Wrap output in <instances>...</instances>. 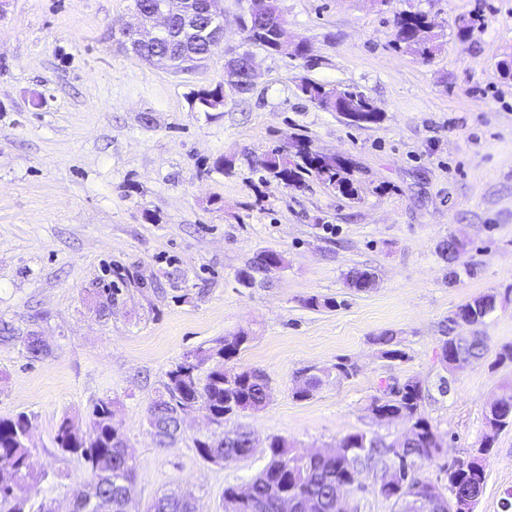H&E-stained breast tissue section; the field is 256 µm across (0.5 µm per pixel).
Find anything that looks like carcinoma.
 <instances>
[{
    "label": "carcinoma",
    "instance_id": "obj_1",
    "mask_svg": "<svg viewBox=\"0 0 512 512\" xmlns=\"http://www.w3.org/2000/svg\"><path fill=\"white\" fill-rule=\"evenodd\" d=\"M283 24L280 11L275 15L256 16L247 11L242 20L245 41L259 45L271 52H279L278 31ZM395 42L422 59L432 56L434 34L422 12L405 11L395 21ZM191 49L201 56L211 52L208 42L191 35L175 43L158 41L142 47V55L151 57L176 54ZM339 109L343 112H378L372 101L355 87L336 91ZM224 88H200L191 93L190 104L194 112H211L224 106ZM295 152L288 153L278 147L266 153L262 162V179L282 182L299 187L305 179L314 177L342 196L353 198L358 189L352 178L350 163L342 158H328L314 150L307 139L296 138ZM440 254L450 263L459 260L464 245L456 239L440 242ZM282 255L273 250H263L238 273V283L251 288L268 272ZM374 280L373 273L354 270L347 273L345 283L350 288L361 289ZM498 295L481 294L461 305L459 311L472 317L482 326L486 317L495 310ZM451 323L443 325L440 351L443 355L458 354L475 363L483 356L485 337L477 329L472 336L458 340L451 336ZM247 336H226L217 348H198L185 355L166 373L162 390L152 400L148 409V423L154 430L159 448L173 447L182 434L180 413L193 406L208 413L215 422L214 432L194 440L195 449L206 462L237 463L251 456L252 433L244 427L226 428L224 423L246 410H258L266 406L270 387L266 375L258 369L234 370L224 366L237 356ZM382 354L391 361H402L406 353L399 348L400 342L393 333L386 331L373 338ZM28 353L34 359L49 355V349L41 337L34 333L25 337ZM210 364L205 378L199 377L204 364ZM350 372L346 363L339 361L334 369L323 368L310 374L305 387L295 391L298 399L309 398L333 376L347 377ZM504 398L490 404L484 413V421L508 417L512 419V389L503 392ZM424 394L419 381L406 380L395 397H375L368 409L381 421L403 420L415 429V434L398 443L401 461L408 466L402 492L394 495L389 491L379 494L399 505L397 512H422L427 505L421 479L416 477L421 465L435 461L443 452V439L438 431L420 412ZM30 425L27 415L21 413L10 418H0V482L7 478L11 484L0 488V512H31L23 488L35 479L31 467V448L26 437ZM339 453H325L318 449L299 452L285 439L273 436L267 444L268 462L249 482L250 494L243 495L237 486L224 488V512H347L336 499V487L351 486L354 493L364 491L355 484L360 469L376 472L379 482H384L393 467L391 445L377 434L354 432L345 435L338 443ZM55 453L62 457L80 459L89 479L72 494L69 512H196L194 498L181 491L172 490L156 497L145 507L130 494L136 476V461L128 452L123 432L114 423L112 403L96 404L91 414L90 431L81 434L72 429L69 422L60 423L55 437ZM444 491L463 500L477 504L485 488V473L481 468L462 460L447 467Z\"/></svg>",
    "mask_w": 512,
    "mask_h": 512
}]
</instances>
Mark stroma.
<instances>
[{
	"label": "stroma",
	"instance_id": "35a3bbf8",
	"mask_svg": "<svg viewBox=\"0 0 512 512\" xmlns=\"http://www.w3.org/2000/svg\"><path fill=\"white\" fill-rule=\"evenodd\" d=\"M289 40L304 57L253 47L250 92L195 112L190 93L228 79L243 51L249 0H223L224 41L190 71L127 52L132 0H11L0 20V417L26 414L40 480L31 506L68 500L82 462L55 456L62 420L88 432L94 405L111 402L136 459L133 496L193 494L198 512H223L225 486L266 463L270 437L297 450L334 449L363 431L400 438L405 422L368 405L381 382H421V412L446 441L422 473L467 458L485 433L484 411L512 385V0H278ZM427 14L438 48L423 61L397 47L394 18ZM474 21L470 34L461 21ZM363 91L381 114L352 126L312 102L302 81ZM41 106H33L34 97ZM346 159L358 187L343 197L315 179L261 182L260 162L296 137ZM231 161L233 175L215 170ZM466 251L448 264L441 241ZM281 268L255 287L236 273L258 251ZM355 268L372 288L345 284ZM499 295L484 326L483 358L447 373L442 325L458 307ZM332 300L312 308L310 297ZM390 331L407 357H382ZM37 334L50 354L34 361ZM243 333L232 364L263 371L271 398L232 417L256 449L235 464L203 461L195 439L213 430L187 411L176 445L157 447L147 410L167 371L188 352ZM355 363L306 400L299 374ZM448 378L449 392L439 389ZM476 512H501L512 488V427L484 463Z\"/></svg>",
	"mask_w": 512,
	"mask_h": 512
}]
</instances>
